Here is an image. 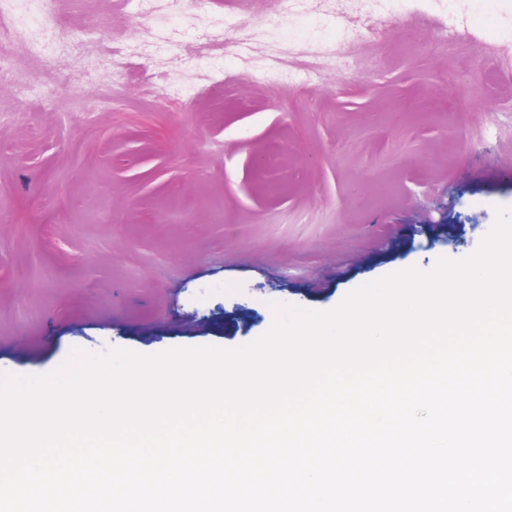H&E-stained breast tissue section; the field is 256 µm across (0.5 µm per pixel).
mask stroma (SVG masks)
<instances>
[{
  "label": "stroma",
  "instance_id": "obj_1",
  "mask_svg": "<svg viewBox=\"0 0 512 512\" xmlns=\"http://www.w3.org/2000/svg\"><path fill=\"white\" fill-rule=\"evenodd\" d=\"M125 2L0 0V375L238 349L512 211V0Z\"/></svg>",
  "mask_w": 512,
  "mask_h": 512
}]
</instances>
